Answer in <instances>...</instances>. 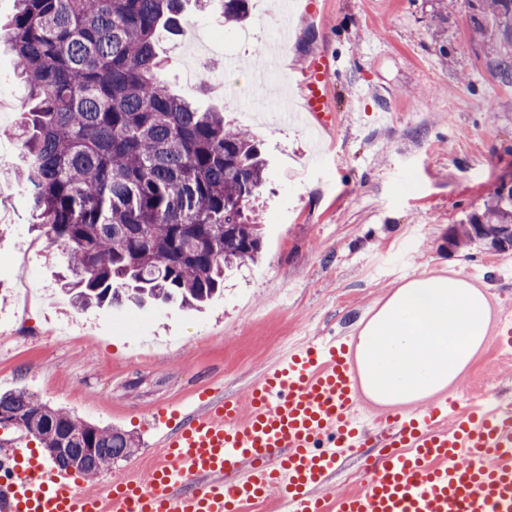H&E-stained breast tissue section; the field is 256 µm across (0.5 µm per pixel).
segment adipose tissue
I'll return each mask as SVG.
<instances>
[{"instance_id":"adipose-tissue-1","label":"adipose tissue","mask_w":512,"mask_h":512,"mask_svg":"<svg viewBox=\"0 0 512 512\" xmlns=\"http://www.w3.org/2000/svg\"><path fill=\"white\" fill-rule=\"evenodd\" d=\"M484 291L454 274L422 273L395 288L358 333L364 394L416 404L454 385L486 340Z\"/></svg>"}]
</instances>
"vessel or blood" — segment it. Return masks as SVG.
Listing matches in <instances>:
<instances>
[{
	"instance_id": "vessel-or-blood-1",
	"label": "vessel or blood",
	"mask_w": 512,
	"mask_h": 512,
	"mask_svg": "<svg viewBox=\"0 0 512 512\" xmlns=\"http://www.w3.org/2000/svg\"><path fill=\"white\" fill-rule=\"evenodd\" d=\"M265 46L252 71L264 90L279 65ZM328 56L309 60L304 118L332 125L324 94ZM362 389L348 336L289 349L245 398H216L183 412L161 405L152 428L163 458L147 476L109 492L84 489L69 469L29 447L0 459V512H244L276 499L282 512H512V402L463 411L450 395L425 410L362 420ZM377 449L357 490L322 489L339 457Z\"/></svg>"
}]
</instances>
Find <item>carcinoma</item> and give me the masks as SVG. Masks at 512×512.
Segmentation results:
<instances>
[{
  "label": "carcinoma",
  "instance_id": "cac0c4a2",
  "mask_svg": "<svg viewBox=\"0 0 512 512\" xmlns=\"http://www.w3.org/2000/svg\"><path fill=\"white\" fill-rule=\"evenodd\" d=\"M512 44V0H481ZM4 38L33 102L18 130L21 180L48 240L63 248L80 309L146 299L199 306L224 289V271L262 253L249 208L265 160L224 113L200 110L159 77L160 28L183 0H18ZM224 20L249 0H216ZM496 242L512 226V189L455 230L454 245ZM0 416L54 459L95 476L137 451L134 436L52 408L24 391L0 394Z\"/></svg>",
  "mask_w": 512,
  "mask_h": 512
}]
</instances>
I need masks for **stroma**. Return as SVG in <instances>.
<instances>
[{
  "label": "stroma",
  "instance_id": "stroma-1",
  "mask_svg": "<svg viewBox=\"0 0 512 512\" xmlns=\"http://www.w3.org/2000/svg\"><path fill=\"white\" fill-rule=\"evenodd\" d=\"M250 0L241 24L187 0L185 31L161 32L169 90L224 114L262 144L268 159L255 209L264 248L201 309L172 305L78 310L60 294L65 256L33 227L15 180L27 110L13 53L0 46V82L17 104L0 112V393L23 390L53 407L134 434L136 454L89 481L111 486L157 460L146 422L163 401L212 389L244 396L299 341L357 335L390 293L422 272L467 277L488 295L491 326L512 317V253L484 242L448 243V232L491 202L512 176V81L491 63L512 54L491 15L472 0ZM288 29L286 59L269 94L300 100L308 57L331 54L335 122L262 113L249 70L259 45ZM33 289L28 308L19 283ZM462 405L512 399V354L496 334L451 388Z\"/></svg>",
  "mask_w": 512,
  "mask_h": 512
}]
</instances>
